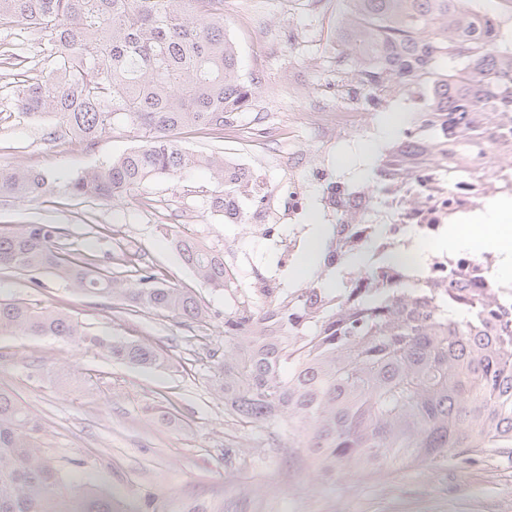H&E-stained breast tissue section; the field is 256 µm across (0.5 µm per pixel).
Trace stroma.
Segmentation results:
<instances>
[{
  "label": "stroma",
  "instance_id": "35a3bbf8",
  "mask_svg": "<svg viewBox=\"0 0 512 512\" xmlns=\"http://www.w3.org/2000/svg\"><path fill=\"white\" fill-rule=\"evenodd\" d=\"M342 0H224L227 33L241 70L259 93L224 132L184 131L180 140L196 154L258 168L271 199L287 196L296 180L304 188L301 224L326 223L320 197L325 183L350 181L376 146L374 163L403 138V125L385 131L383 118L414 117L419 103L400 96L374 105L361 101L364 137L353 129L327 145L304 116L310 106L336 107L337 41ZM17 60L0 70V166L29 167L59 180L101 164L137 145L135 132L117 129L85 147L48 123L18 115L11 84L38 73L42 45H16ZM214 188L206 167L174 181L155 179L111 201L73 200L51 194L0 201V227L55 224L69 249L94 254L113 277L132 281L140 267L179 288L194 289L208 316L201 321L152 311H132L116 297L79 295L52 275L39 284L28 275L0 271V300L58 309L94 336L142 338L165 349L170 364L143 369L111 359L101 349L79 348L49 336L0 334V389L15 393L39 420V444L71 486L92 481L111 487L121 512H143L147 499L200 501L215 512H512V449L459 465L393 463L376 474L339 471L319 476L315 465L287 440L240 425L224 404L215 377L224 354V313L250 301L254 272L274 265L265 243L225 223L208 198ZM196 238L213 249L234 245L249 263L234 268L232 290L199 284L172 250V235ZM74 376L61 387L56 370ZM173 405L176 425L161 423L158 407Z\"/></svg>",
  "mask_w": 512,
  "mask_h": 512
}]
</instances>
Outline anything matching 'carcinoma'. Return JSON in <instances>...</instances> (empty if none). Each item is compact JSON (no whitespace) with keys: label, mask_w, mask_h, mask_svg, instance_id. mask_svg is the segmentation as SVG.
I'll list each match as a JSON object with an SVG mask.
<instances>
[{"label":"carcinoma","mask_w":512,"mask_h":512,"mask_svg":"<svg viewBox=\"0 0 512 512\" xmlns=\"http://www.w3.org/2000/svg\"><path fill=\"white\" fill-rule=\"evenodd\" d=\"M337 21V57L365 97L394 85L423 106L385 155L383 172L410 176L438 164L448 180L487 153L512 126V21L468 0H347ZM0 29L50 48L49 65L17 82L24 117L46 121L92 146L126 127L140 143L111 161L58 182L27 168H0V199L62 194L112 199L158 178L205 166L210 208L241 224L251 193L246 168L187 151L180 131L230 129L260 85L246 79L224 28V0H0ZM55 224L0 228V270L48 273L85 294L119 295L141 310L186 321L205 318L190 288L147 268L124 283L92 256L70 250ZM204 285L226 292L224 254L187 236L172 238ZM331 296L324 282L275 305L224 313V361L215 380L224 404L247 427H273L328 478L348 466L374 472L389 461L444 466L489 448H512V290L492 299L466 279L436 292L386 259L358 269ZM0 333L53 336L139 367L166 365L142 340L89 335L71 316L0 302ZM39 422L0 389V512H117L112 490L85 483L64 492L61 470L40 454Z\"/></svg>","instance_id":"obj_1"}]
</instances>
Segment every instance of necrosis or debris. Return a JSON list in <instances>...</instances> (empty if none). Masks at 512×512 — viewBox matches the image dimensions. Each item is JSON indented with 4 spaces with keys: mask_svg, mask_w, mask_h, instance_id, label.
<instances>
[{
    "mask_svg": "<svg viewBox=\"0 0 512 512\" xmlns=\"http://www.w3.org/2000/svg\"><path fill=\"white\" fill-rule=\"evenodd\" d=\"M512 187V131L493 137L487 154L476 161L469 175L455 184L444 182L436 167L417 171L399 191L389 193L388 222L371 223L372 192L367 188L347 189L341 184L327 186L322 198L326 213L336 221L339 235L337 255L376 243L383 248L436 235L442 224L456 214L470 211L488 196ZM492 258L465 254L454 258L434 257L417 263V270L439 284L463 277L473 287L489 286L493 279Z\"/></svg>",
    "mask_w": 512,
    "mask_h": 512,
    "instance_id": "4bbe7bcc",
    "label": "necrosis or debris"
}]
</instances>
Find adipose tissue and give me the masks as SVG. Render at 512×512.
Returning <instances> with one entry per match:
<instances>
[{"instance_id":"1","label":"adipose tissue","mask_w":512,"mask_h":512,"mask_svg":"<svg viewBox=\"0 0 512 512\" xmlns=\"http://www.w3.org/2000/svg\"><path fill=\"white\" fill-rule=\"evenodd\" d=\"M437 248L449 255L464 248L491 253L502 278L512 279V198H497L487 204L485 213L444 226Z\"/></svg>"}]
</instances>
